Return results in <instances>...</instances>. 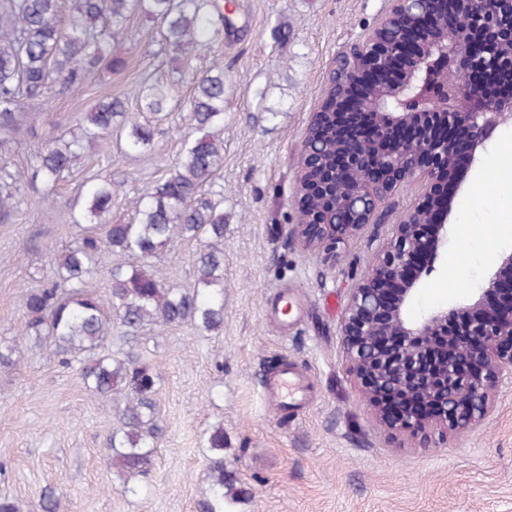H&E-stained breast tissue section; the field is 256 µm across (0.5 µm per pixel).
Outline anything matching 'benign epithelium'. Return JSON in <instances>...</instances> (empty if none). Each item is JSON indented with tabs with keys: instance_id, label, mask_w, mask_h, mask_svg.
I'll return each mask as SVG.
<instances>
[{
	"instance_id": "benign-epithelium-1",
	"label": "benign epithelium",
	"mask_w": 512,
	"mask_h": 512,
	"mask_svg": "<svg viewBox=\"0 0 512 512\" xmlns=\"http://www.w3.org/2000/svg\"><path fill=\"white\" fill-rule=\"evenodd\" d=\"M490 0H383L338 54L301 142L293 242L336 253L361 237L373 258L346 288L339 323L347 376L390 432L462 436L512 385V250L471 297L412 313L447 254L449 218L478 151L512 121V83L483 100L481 61L512 66L494 41L472 48L460 19L487 29ZM336 143V159L313 148ZM418 192L396 213L399 190ZM385 231H379V228ZM460 333L448 335V320Z\"/></svg>"
}]
</instances>
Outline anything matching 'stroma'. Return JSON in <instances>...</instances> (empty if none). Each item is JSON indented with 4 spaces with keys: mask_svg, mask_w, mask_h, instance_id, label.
<instances>
[{
    "mask_svg": "<svg viewBox=\"0 0 512 512\" xmlns=\"http://www.w3.org/2000/svg\"><path fill=\"white\" fill-rule=\"evenodd\" d=\"M235 28L192 62L175 58L159 25L143 14L119 42L123 69L91 73L57 96L0 150L30 163L51 133L69 134L102 87L134 111L133 91L150 75L174 86L150 157L122 156L114 138L85 142L55 193L25 183L21 206L0 223V496L21 512H40L45 487L62 488L61 512H198L208 489L206 438L224 426V468L242 492L237 512H512V388L474 432L427 443L380 428L342 364L338 323L344 287L365 275L363 242L336 256L289 242L291 197L308 115L338 51L372 22L382 0H233ZM224 58V329L192 325L144 336L140 355L158 375L166 432L147 478L123 491L106 463L112 418L85 388L77 366L17 338L22 294L50 269L51 253L72 242V216L86 180L110 174L117 192L112 223L129 221L146 186L158 179L188 131L181 104L193 75ZM512 124L486 142L481 163L460 191L440 270L425 279V308L468 299L512 249ZM196 241L178 240L150 264L164 283L192 282ZM306 376L309 397L276 408L266 389L280 370Z\"/></svg>",
    "mask_w": 512,
    "mask_h": 512,
    "instance_id": "stroma-1",
    "label": "stroma"
}]
</instances>
